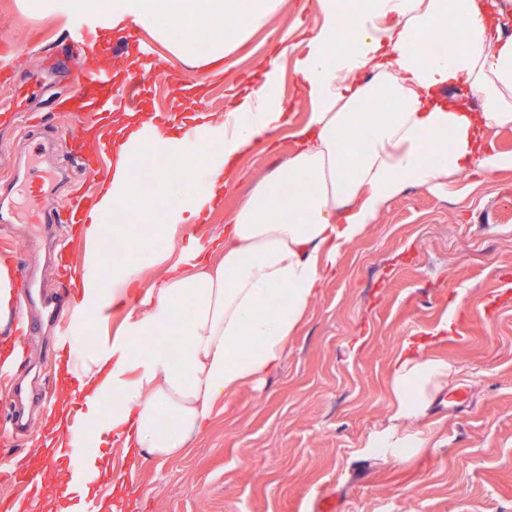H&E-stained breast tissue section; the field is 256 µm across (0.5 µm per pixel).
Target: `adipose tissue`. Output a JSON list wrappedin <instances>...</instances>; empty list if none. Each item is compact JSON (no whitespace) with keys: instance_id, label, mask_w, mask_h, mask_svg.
Here are the masks:
<instances>
[{"instance_id":"1","label":"adipose tissue","mask_w":512,"mask_h":512,"mask_svg":"<svg viewBox=\"0 0 512 512\" xmlns=\"http://www.w3.org/2000/svg\"><path fill=\"white\" fill-rule=\"evenodd\" d=\"M108 30L134 25L168 56L220 69L253 35L281 26L293 0H100ZM308 34L258 59L262 82L226 87L230 106L212 114L193 152L174 135L152 143L161 159L153 191L137 187L127 155L141 142L146 115L114 119L112 164L97 205L74 246L96 275L78 313L99 327L104 297L124 308L106 354L90 355L80 386L68 376L57 419L71 398L84 400L98 441L125 457H181L206 428L217 402L259 381L282 361L341 252L377 223L409 186L447 188L481 168H512V156L487 148L491 134L512 129V0H313ZM442 32L453 49L439 58L417 46ZM207 54L195 51L198 42ZM293 66L304 117L284 105L283 73ZM480 106H473V99ZM289 130L293 149L270 173L255 175L224 227L223 240L191 264L182 230L204 209L223 206L239 161ZM120 218L104 224L105 216ZM139 224L156 227L139 236ZM117 241L135 247L138 264L104 267ZM192 318L181 325L183 306ZM447 362L404 343L393 361L391 422L422 414L448 380ZM111 393L114 405L100 399Z\"/></svg>"}]
</instances>
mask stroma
Listing matches in <instances>:
<instances>
[{
	"label": "stroma",
	"mask_w": 512,
	"mask_h": 512,
	"mask_svg": "<svg viewBox=\"0 0 512 512\" xmlns=\"http://www.w3.org/2000/svg\"><path fill=\"white\" fill-rule=\"evenodd\" d=\"M18 3L0 0V51L14 52L25 76L67 29L61 16L26 14ZM311 23V12L294 9L224 74L165 62L146 104L183 83L200 87L206 112L226 111L227 78L257 85L255 59ZM286 158L249 155L236 189L203 223L204 239L223 236L255 171ZM1 231L44 288L61 289L41 225L22 215ZM448 318L455 334L433 349L452 368L448 383L401 423L411 449L398 454L379 441L392 414L390 363L405 341L434 335ZM318 495L339 498L344 512H512V169L479 184L407 188L342 253L280 366L225 398L184 456L142 461L112 501L125 512H310Z\"/></svg>",
	"instance_id": "35a3bbf8"
}]
</instances>
